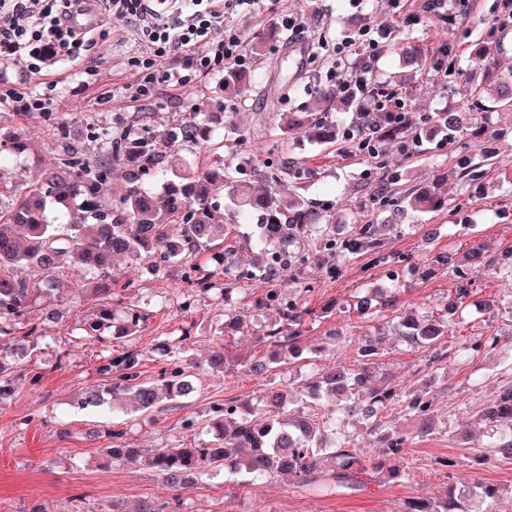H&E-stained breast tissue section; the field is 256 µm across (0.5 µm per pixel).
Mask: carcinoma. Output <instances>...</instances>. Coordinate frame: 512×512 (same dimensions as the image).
Instances as JSON below:
<instances>
[{"label": "carcinoma", "mask_w": 512, "mask_h": 512, "mask_svg": "<svg viewBox=\"0 0 512 512\" xmlns=\"http://www.w3.org/2000/svg\"><path fill=\"white\" fill-rule=\"evenodd\" d=\"M475 54L486 60L480 76L459 69L447 73L448 85L461 79L468 85L472 101L433 117L436 132L449 141L464 135L478 123V111L512 112V77L499 72L495 62L498 49L477 44ZM407 68L419 71L436 60L427 57L418 45L403 50ZM407 78L398 85L372 81V95L383 99L398 95ZM249 88L246 75L235 67L224 69V91L242 94ZM324 101H345L356 120L368 111L365 103L343 99L335 89L319 91ZM382 122L384 143L410 137L409 128ZM299 124L305 126L311 141L319 145L336 142L339 130L325 112H305ZM481 134L474 133L473 153L457 161L448 170L452 180L463 185L478 180L481 164L489 160ZM7 153L0 156V405L24 378L37 383L42 374L26 376L16 366V345L26 350L27 339L41 331L31 319V311L44 298L64 295L70 288L61 276L66 266H78L94 275L95 316L77 327L80 340L103 343L111 337L129 338L148 319L146 310L129 304L115 308L120 295L134 287L112 275L114 259L124 256L141 261L159 273L173 263L182 268L184 301L182 311L191 308L190 297L197 293L224 301L220 277L233 266L232 250L224 248L231 225L224 222L220 195L231 188L230 197L239 213H255L260 220L257 245L265 254L262 265L241 270L237 277L260 282L266 291L260 304L278 310L279 322L255 332L257 342L266 347L262 358L228 357L225 337L240 326L239 317L229 316L219 331L220 350L213 353L209 365L226 372L249 370L265 374L301 358L303 336L315 311L297 299L295 288H308L303 273L305 255L292 250L297 240L313 232L320 233L318 261L330 275L339 270L343 254L368 253L376 265H395L405 258L381 250L375 224H357L353 233L338 241L326 226L333 214L308 202L300 193L299 181L310 175L305 168L286 157L256 170L251 179H239L209 163H189L186 173L172 179L164 166L167 151H186L192 157L219 149L215 129L200 112H187L172 124L152 132L129 121L117 131L98 134L93 149L76 143L62 131L51 138L48 149L58 156L50 169L37 173L27 183L13 180L10 157L28 150L26 138L19 132L3 137ZM122 165L125 193L117 200L107 189L112 168ZM162 182L163 194L147 192L143 185L150 179ZM397 184L391 173L383 174L380 185L371 194L378 211L408 210L427 212L446 203L440 194L427 189H409L398 197L389 186ZM433 261L448 267L455 285L453 300L439 310L403 312L397 289L384 288L379 300L368 296L357 300L354 310L372 322L374 333L362 338L358 346L359 363L337 365L327 370H311L301 377L295 396L284 389H269L263 396L261 412L243 414L244 405L233 401L211 407L203 424L212 435L207 446L194 440L144 456L141 450L123 441L124 432L113 431V442L103 452L118 464H139L155 472L163 485L180 491L190 488L204 475L243 474L257 482L274 474H288L302 485H313L321 492L342 488L359 489L350 484L357 474L372 472L388 481L409 478L405 438L384 427L383 413L399 405L417 418L419 434L437 429L435 396L428 390H396L379 372L378 359L385 350L384 323L381 315L393 320V329L413 347L429 351L426 366L455 362H473L479 352L496 349L502 338L490 334L482 340L462 346L444 342L445 333L458 325L459 312L471 294L469 270L488 267L512 277V250L496 257L487 254L480 242L472 243L460 259L439 253ZM188 337L168 347L170 356L156 378L145 380L139 371L142 353L131 345L115 356H106L98 367L101 385L85 394L82 403L102 405L106 397L120 393L135 400L138 409L152 411L161 402L182 400L195 391L192 374L199 368L183 348ZM328 406L321 413L301 414L294 409L297 400ZM359 416L371 423V432L382 443L381 458L369 459L352 443L347 431L348 419ZM486 440L485 460L512 457V382L504 385L496 400L478 412ZM500 488L479 484H448L446 494L437 499H412L401 512H472L476 504L483 512H497L494 504Z\"/></svg>", "instance_id": "carcinoma-1"}]
</instances>
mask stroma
<instances>
[{
	"mask_svg": "<svg viewBox=\"0 0 512 512\" xmlns=\"http://www.w3.org/2000/svg\"><path fill=\"white\" fill-rule=\"evenodd\" d=\"M426 0H401L400 10H393L389 0H280L278 9L268 7L246 16L235 24L246 47L263 43L265 57L253 60L254 82L246 96L225 103L218 116L223 146L210 157L213 164L226 171L251 169L263 160H277L281 153L310 169V178L302 180L301 192L313 205L336 214V234L343 237L352 225L376 223L386 251L415 258L430 257L436 252H464L471 242H482L489 253L512 249V182L504 171L512 169V125L504 116L483 114L481 125L488 136L485 147L497 162L478 183L465 188L457 182L440 181L460 157L469 154L471 142L462 137L452 143L437 139L422 140L413 154H401L389 145L384 163L371 158L348 156L346 141L331 148L308 142L302 131L294 130L287 145L267 142L257 137L260 126L279 125L288 112L328 111L332 123L345 129L352 124L351 113L327 109L320 100V88L330 86L327 72L334 58L330 47L336 40L352 34L347 20L364 17L378 42L379 60L375 76L391 81L401 70L399 38L409 33L429 54H436L442 42H449L457 53L459 67L475 72L483 60L469 52L473 41L481 40L498 47L497 62L502 71L512 72V33H502L492 18L499 10V0H475L468 17L458 24H446L440 13L425 7ZM294 15L303 33L289 38L278 18L279 10ZM317 12L318 26H311L310 12ZM103 40L91 46L89 53L98 65V73L88 82L72 79L54 90V116L68 136L89 141L94 128L115 126L118 118L133 114L143 116L147 125L161 127L180 119L183 112H210L222 85L223 72L201 78L194 86L172 87L157 84L152 100L138 105L130 99L138 74L133 58L143 56L148 45L136 28L119 21L103 19ZM303 65L302 76L292 90H282L283 73L270 67L269 60L282 51ZM114 91L111 99H103L106 91ZM465 87L456 84L447 89L445 79L434 69L414 77L403 97L406 111L416 124L426 117L444 111L463 98ZM24 129L31 144L28 155L12 159L11 170L16 180L34 177L35 162L53 166L55 158L45 152L43 143L52 129L41 116L23 115L0 106V134ZM403 171L401 188L436 184L448 205L426 214L407 212L387 218L377 213L370 202L368 188L380 178L381 168ZM224 216L234 223V254L239 268H250L258 251L254 241L258 235L257 220L233 213L229 198H222ZM120 280L134 283L135 298L149 302L150 317L135 335L137 349L142 350L144 378L156 376L164 351L173 337L189 332L187 348L194 358L207 359L216 345L218 326L225 313L242 316L245 326L227 337L229 352L243 357L260 358L265 354L253 332L257 325L275 322L278 313L272 308L258 307L265 286L257 282L242 283L234 274L224 275L226 300L213 303L207 296L196 297L190 311H182L176 303L182 289V271L171 266L161 276L143 271L141 264L121 258L114 269ZM312 290L300 297L302 303L318 310L323 305L333 308L331 315L308 325L304 344L313 351L315 367L329 368L355 362V345L369 329L367 321L355 314L352 304L356 296L372 288L398 287L404 308L438 307L445 303L453 286L447 269L433 266L429 275L420 277L410 272L407 264L395 271L373 265L369 256L357 255L341 263L338 275L326 273L317 261H309L305 269ZM472 291L462 311L458 343H474L498 330L504 340L497 350L479 356L471 364H451L430 372L424 368V352L415 350L397 336L388 337L382 357L383 371L395 388L428 384L437 395L436 415L445 427L435 435L418 437L419 420L402 409L385 415L389 430L407 435L410 477L402 482H367L359 491L318 494L296 486L292 477L278 476L254 485H236L223 476H204L182 495V512H398L410 498H434L443 494L449 477L502 487L498 512H512V459L483 462L482 449L476 441L456 435L449 424L455 415L476 411L490 402L501 384L512 378V313L489 312L486 301L512 299V279L487 268L471 271ZM65 322L46 323L44 335L31 337V354L21 360L23 369L39 368L43 376L38 384L23 381L13 396L0 405V512H28L30 506L42 502L49 512H109L112 506L130 507L147 497L171 498L152 470L132 465L108 463L101 450L109 446L110 431H124V440L133 447L151 453L181 439H203L199 421L205 420L211 407L228 398H237L259 408L260 398L270 387H285L299 376L298 365L281 368L257 376L247 372L228 374L203 368L197 374V390L183 400L181 407L164 403L161 410L142 415L133 413L128 396L121 395L104 407H82L78 399L83 390L100 384L97 368L104 350L122 349L119 340L108 348L89 341L75 340L72 326L76 319L91 314L88 303L72 300ZM68 353L65 365H58L61 353ZM193 419L195 427L184 428L185 419ZM454 460L453 475H446L440 462Z\"/></svg>",
	"mask_w": 512,
	"mask_h": 512,
	"instance_id": "35a3bbf8",
	"label": "stroma"
}]
</instances>
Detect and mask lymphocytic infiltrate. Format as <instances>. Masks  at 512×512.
Here are the masks:
<instances>
[{
  "instance_id": "1",
  "label": "lymphocytic infiltrate",
  "mask_w": 512,
  "mask_h": 512,
  "mask_svg": "<svg viewBox=\"0 0 512 512\" xmlns=\"http://www.w3.org/2000/svg\"><path fill=\"white\" fill-rule=\"evenodd\" d=\"M82 0H0V67L23 64L31 80L29 87L0 86V105L14 111L42 114L51 111L55 83L44 82L47 63L72 68L75 75L91 76L95 62L87 51L95 30L72 26ZM105 14L135 24L149 48L148 56L138 58L139 81L133 101L145 103L160 82L189 87L199 77L224 67L240 69L250 64L245 43L237 27L229 24L234 14H249L261 0H102ZM180 51L187 63L178 70H167L162 62L170 51ZM337 60L349 63L348 77L337 78L336 89L358 96L368 86L377 55V42L369 30L344 37L333 48Z\"/></svg>"
}]
</instances>
